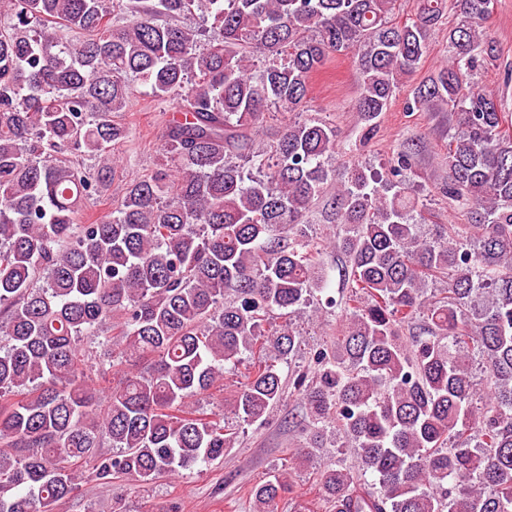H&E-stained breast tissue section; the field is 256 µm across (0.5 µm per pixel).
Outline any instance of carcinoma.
Masks as SVG:
<instances>
[{"instance_id": "carcinoma-1", "label": "carcinoma", "mask_w": 512, "mask_h": 512, "mask_svg": "<svg viewBox=\"0 0 512 512\" xmlns=\"http://www.w3.org/2000/svg\"><path fill=\"white\" fill-rule=\"evenodd\" d=\"M0 0V512H55L79 482L135 486L224 459L235 436L197 397L247 373L225 406L262 424L300 350L293 320L331 284L305 218L334 188L345 327L336 351L293 373L289 426L309 460L338 431L358 474L328 464L332 512H512V134L473 88L493 58L494 0ZM448 64L411 107L448 111V182L472 223L420 230L419 201L354 167L336 180V130L264 115L302 112L312 73L352 55L365 119L387 110L447 10ZM213 19L208 42L184 24ZM185 117L164 163L126 184L112 216L77 223L107 187L114 120L134 82ZM91 158L96 166L86 164ZM444 280L446 295H427ZM120 320L118 336L109 334ZM421 320L410 336L403 329ZM142 362L102 398L97 365ZM108 441L118 452H98ZM293 493L277 473L253 512Z\"/></svg>"}]
</instances>
